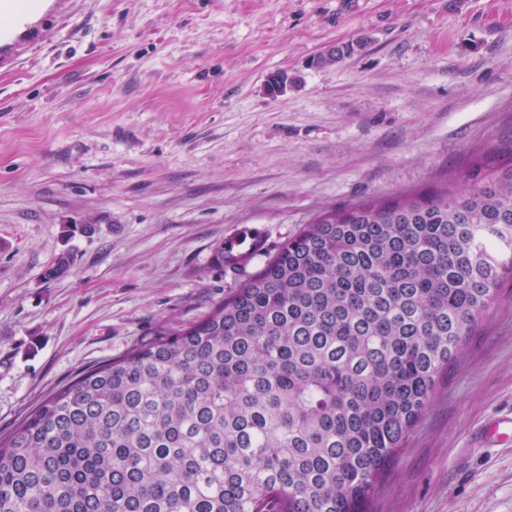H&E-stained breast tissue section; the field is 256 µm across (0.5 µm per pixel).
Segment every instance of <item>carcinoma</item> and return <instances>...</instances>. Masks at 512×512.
Segmentation results:
<instances>
[{"label":"carcinoma","instance_id":"obj_1","mask_svg":"<svg viewBox=\"0 0 512 512\" xmlns=\"http://www.w3.org/2000/svg\"><path fill=\"white\" fill-rule=\"evenodd\" d=\"M462 181L323 212L200 321L81 372L0 438V512H366L512 278V146Z\"/></svg>","mask_w":512,"mask_h":512}]
</instances>
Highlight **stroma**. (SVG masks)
<instances>
[{"instance_id":"stroma-1","label":"stroma","mask_w":512,"mask_h":512,"mask_svg":"<svg viewBox=\"0 0 512 512\" xmlns=\"http://www.w3.org/2000/svg\"><path fill=\"white\" fill-rule=\"evenodd\" d=\"M53 20L0 50L3 435L200 319L322 210L460 186L512 139V0H65ZM222 244L238 269L215 266ZM510 419L509 279L367 512H512L492 431Z\"/></svg>"}]
</instances>
